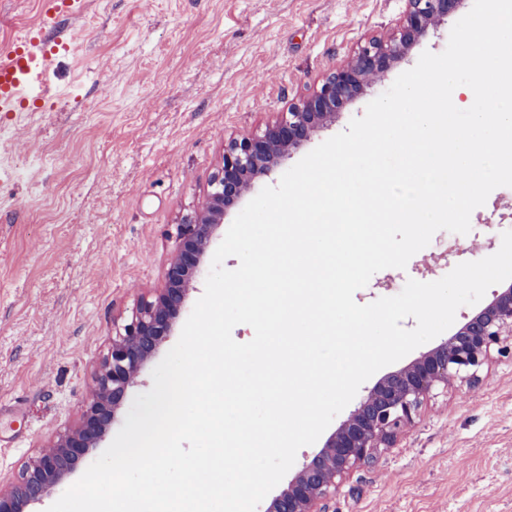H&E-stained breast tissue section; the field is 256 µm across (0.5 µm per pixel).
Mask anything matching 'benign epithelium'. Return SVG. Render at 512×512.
<instances>
[{"mask_svg": "<svg viewBox=\"0 0 512 512\" xmlns=\"http://www.w3.org/2000/svg\"><path fill=\"white\" fill-rule=\"evenodd\" d=\"M460 0H406L392 30L359 44L323 75L312 92L268 119L258 133L224 144L205 206L175 225V246L164 285L140 296L112 341L83 401L78 422L57 433L8 485H0V512H33L80 465L110 431L145 365L172 334L224 216L251 187L268 176L318 131L332 125L353 101L370 94L395 65L430 33L458 17ZM512 358V282L502 284L448 338L369 388L320 450L296 470L286 489L264 512H324L321 504L354 469L376 463L448 387L481 382L495 356Z\"/></svg>", "mask_w": 512, "mask_h": 512, "instance_id": "1", "label": "benign epithelium"}]
</instances>
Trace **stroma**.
I'll return each instance as SVG.
<instances>
[{
  "label": "stroma",
  "instance_id": "1",
  "mask_svg": "<svg viewBox=\"0 0 512 512\" xmlns=\"http://www.w3.org/2000/svg\"><path fill=\"white\" fill-rule=\"evenodd\" d=\"M44 0H0V51ZM84 39L51 67L56 104L0 112V481L80 416L112 325L162 285L174 226L206 199L224 143L308 95L405 0H82ZM107 94H100V86ZM512 230V187L436 232L354 299L399 294ZM326 512H512V359L430 402Z\"/></svg>",
  "mask_w": 512,
  "mask_h": 512
}]
</instances>
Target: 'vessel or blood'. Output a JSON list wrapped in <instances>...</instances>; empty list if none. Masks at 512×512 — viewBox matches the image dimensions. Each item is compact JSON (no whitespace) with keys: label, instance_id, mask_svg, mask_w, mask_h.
<instances>
[{"label":"vessel or blood","instance_id":"obj_1","mask_svg":"<svg viewBox=\"0 0 512 512\" xmlns=\"http://www.w3.org/2000/svg\"><path fill=\"white\" fill-rule=\"evenodd\" d=\"M56 26L53 15L43 13L38 29L0 53V112H18L24 103H37L52 96L54 87L49 73L55 55L43 34Z\"/></svg>","mask_w":512,"mask_h":512}]
</instances>
